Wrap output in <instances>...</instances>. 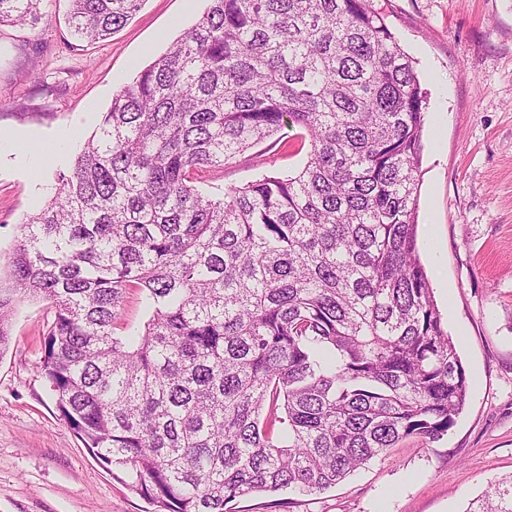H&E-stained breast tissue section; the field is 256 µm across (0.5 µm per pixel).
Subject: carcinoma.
I'll list each match as a JSON object with an SVG mask.
<instances>
[{
    "mask_svg": "<svg viewBox=\"0 0 512 512\" xmlns=\"http://www.w3.org/2000/svg\"><path fill=\"white\" fill-rule=\"evenodd\" d=\"M38 0H0L35 24ZM79 39L143 0H70ZM112 96L56 195L20 225L0 347L24 297L55 307L41 374L86 448L161 512L320 493L411 436L435 441L469 381L417 250L425 102L370 0H209ZM286 127V176L199 190ZM150 315L115 335L124 294ZM465 512H512V478Z\"/></svg>",
    "mask_w": 512,
    "mask_h": 512,
    "instance_id": "carcinoma-1",
    "label": "carcinoma"
}]
</instances>
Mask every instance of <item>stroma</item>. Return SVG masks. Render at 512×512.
Instances as JSON below:
<instances>
[{
    "label": "stroma",
    "instance_id": "stroma-1",
    "mask_svg": "<svg viewBox=\"0 0 512 512\" xmlns=\"http://www.w3.org/2000/svg\"><path fill=\"white\" fill-rule=\"evenodd\" d=\"M413 58L426 96L417 248L433 300L469 377L465 407L441 439L408 438L320 494L284 489L234 512H466L512 476V0H373ZM209 0H143L111 38L70 33L69 0H40V21L0 26V130L45 141L76 128L34 186L0 155V281L18 227L56 193L113 94L192 27ZM307 151L287 128L221 168L207 190L284 176ZM48 301L26 298L0 349V512H156L60 416L38 370Z\"/></svg>",
    "mask_w": 512,
    "mask_h": 512
}]
</instances>
